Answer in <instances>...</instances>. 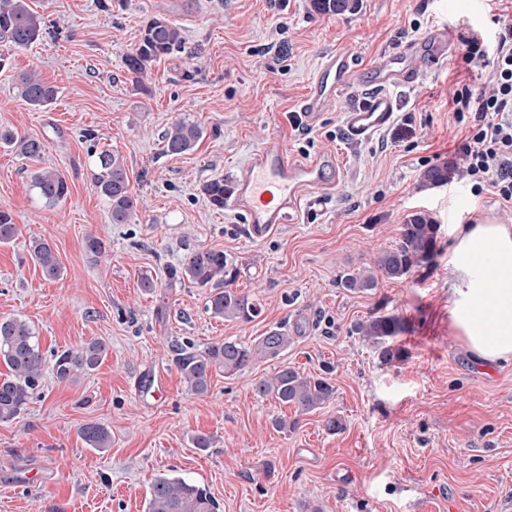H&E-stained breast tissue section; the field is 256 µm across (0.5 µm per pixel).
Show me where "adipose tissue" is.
<instances>
[{"instance_id":"ef3b65f1","label":"adipose tissue","mask_w":512,"mask_h":512,"mask_svg":"<svg viewBox=\"0 0 512 512\" xmlns=\"http://www.w3.org/2000/svg\"><path fill=\"white\" fill-rule=\"evenodd\" d=\"M451 321L471 359L512 361V225L487 221L449 230Z\"/></svg>"}]
</instances>
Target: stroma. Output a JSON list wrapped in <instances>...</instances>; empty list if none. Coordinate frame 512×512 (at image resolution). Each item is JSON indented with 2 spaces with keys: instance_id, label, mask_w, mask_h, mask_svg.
<instances>
[{
  "instance_id": "1",
  "label": "stroma",
  "mask_w": 512,
  "mask_h": 512,
  "mask_svg": "<svg viewBox=\"0 0 512 512\" xmlns=\"http://www.w3.org/2000/svg\"><path fill=\"white\" fill-rule=\"evenodd\" d=\"M107 2L30 0L49 32L0 72V128L41 139L42 166L69 185L64 203L46 206L30 185L31 162L0 147V209L20 228L0 245V319H25L46 356L93 339L107 346L76 380L45 372L26 411L0 422V512H145L164 474L205 486L223 512H414L423 499L432 512H512V362L469 359L448 296L450 225L512 224V205L472 192L463 177L464 132L449 104L459 82L490 86L491 67L463 61V38L493 15L512 16V0H358L343 15L313 12L311 0ZM155 17L179 25L185 42L138 83L124 58ZM441 25L454 34L447 59L392 89L389 126L347 137L344 114L367 97L356 84L308 135L293 130L289 118L326 52L347 46L364 73ZM31 68L58 91L43 110L16 92L15 75ZM181 117L201 123L204 138L170 155L162 136ZM273 138L299 160L334 157L342 175L303 197L292 223L255 240L244 216L214 208L202 185L230 178ZM103 150L128 166L131 223H112L93 182ZM433 167L450 169L448 182L426 184ZM417 210L438 227L433 259L368 292L343 288L341 278L374 266ZM90 234L104 255L86 250ZM34 238L55 248L59 280L32 261ZM198 248L236 260L234 286L260 302L258 317L207 312L206 289L181 273ZM383 314L401 326L393 344L402 356L389 363L352 332ZM275 330L288 337L276 355L229 378L214 373L205 395L187 392L173 345L255 346ZM284 366L326 379L333 397L308 413L259 397L255 383ZM148 373L164 376V391L136 389ZM278 417L294 429L276 430ZM331 417L341 432L325 428ZM87 423L108 428L111 448L85 444ZM197 433L212 436L211 448L193 447Z\"/></svg>"
}]
</instances>
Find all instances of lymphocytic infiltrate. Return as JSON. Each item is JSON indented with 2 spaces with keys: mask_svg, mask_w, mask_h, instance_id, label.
<instances>
[{
  "mask_svg": "<svg viewBox=\"0 0 512 512\" xmlns=\"http://www.w3.org/2000/svg\"><path fill=\"white\" fill-rule=\"evenodd\" d=\"M465 62H491L492 84L480 89L467 84L452 91V112L465 126L459 146L474 192L489 188L504 203L512 204V23L500 28L496 40L472 29L463 40Z\"/></svg>",
  "mask_w": 512,
  "mask_h": 512,
  "instance_id": "f902f5d3",
  "label": "lymphocytic infiltrate"
}]
</instances>
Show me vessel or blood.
<instances>
[{
    "label": "vessel or blood",
    "mask_w": 512,
    "mask_h": 512,
    "mask_svg": "<svg viewBox=\"0 0 512 512\" xmlns=\"http://www.w3.org/2000/svg\"><path fill=\"white\" fill-rule=\"evenodd\" d=\"M450 34L438 27L424 38L381 56L370 72L372 94L344 118L348 136L362 140L389 126L394 117L392 88L413 83L421 62L438 63L448 55ZM359 77L347 49L327 52L308 87L301 113L309 126H316L332 108L337 95ZM325 163L318 158L299 160L277 141L255 150L235 175L224 206L244 214L252 238H263L277 225L288 223L305 194L326 187Z\"/></svg>",
    "instance_id": "1"
}]
</instances>
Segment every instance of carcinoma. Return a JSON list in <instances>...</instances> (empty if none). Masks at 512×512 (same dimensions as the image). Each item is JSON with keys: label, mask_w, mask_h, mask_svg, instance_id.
<instances>
[{"label": "carcinoma", "mask_w": 512, "mask_h": 512, "mask_svg": "<svg viewBox=\"0 0 512 512\" xmlns=\"http://www.w3.org/2000/svg\"><path fill=\"white\" fill-rule=\"evenodd\" d=\"M312 9L320 14H343L353 11V0H312ZM45 17L32 10L28 0H0V69L8 62L5 50L30 48L46 34ZM184 44L182 29L164 18H153L143 27L136 47L126 55L127 71L136 80L147 75L152 64L159 62L174 49ZM15 87L20 98L30 107L44 109L56 99V89L40 75L29 70L16 77ZM204 133L195 120L182 117L174 121L163 136V149L170 155H181L193 150ZM0 144L32 160L42 158L45 147L33 136L21 135L10 128H0ZM95 185L107 199L112 223L127 224L133 219L138 202L129 190V172L122 156L108 150L101 151L95 161ZM31 183L39 197L48 206L63 202L69 194V185L63 174L47 167L31 175ZM228 185L222 179L205 183L202 192L212 206L224 208ZM19 228L7 210H0V244H8L17 236ZM437 224L422 211L410 213L400 229L399 241L384 250L376 259V268L388 279H402L422 263L430 260L436 248ZM31 256L43 275L54 280L62 266L53 246L46 240L32 241ZM185 276L200 288L209 290L207 310L212 316L228 321H250L261 313L260 305L233 288L238 277L237 263L224 251L198 248L183 263ZM378 278L371 272L350 274L344 286L352 291H369L376 287ZM400 330L398 319L390 315L371 316L354 326V333L379 350V357L390 362L400 357L392 341ZM106 353L100 340L85 342L53 354L51 369L61 381H71L96 369ZM252 347L233 340L213 344L200 351L193 345L175 349V367L194 395L208 393L214 372L233 376L249 368L254 361ZM0 363L8 369L0 378V421L17 418L26 410L40 386L45 360L40 353L31 325L18 318L0 319ZM261 397H272L283 405H291L302 413L311 412L333 395V387L322 378L304 375L284 367L272 377L255 384ZM82 440L91 448L105 450L112 445L110 431L100 424H86L81 428ZM146 512H220V504L203 486L181 477L157 478L147 501Z\"/></svg>", "instance_id": "obj_1"}]
</instances>
